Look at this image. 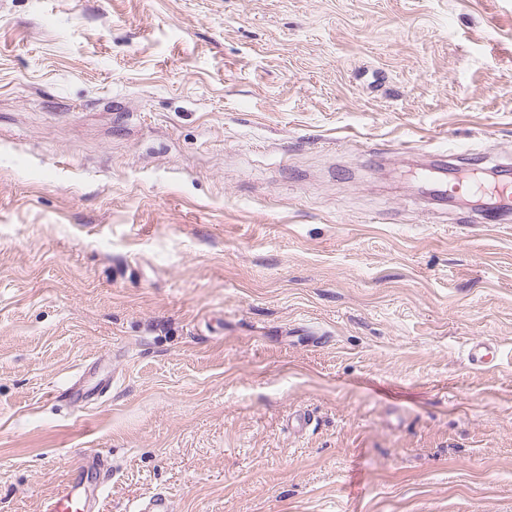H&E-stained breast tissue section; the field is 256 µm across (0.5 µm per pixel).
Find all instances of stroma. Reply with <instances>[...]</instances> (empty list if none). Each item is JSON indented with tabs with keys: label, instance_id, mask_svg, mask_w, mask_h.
Masks as SVG:
<instances>
[{
	"label": "stroma",
	"instance_id": "stroma-1",
	"mask_svg": "<svg viewBox=\"0 0 512 512\" xmlns=\"http://www.w3.org/2000/svg\"><path fill=\"white\" fill-rule=\"evenodd\" d=\"M436 150L512 161V0H0V512L82 453L99 512H512V221ZM458 172L459 170L450 172L448 181L446 180L440 183L438 187L440 193L444 195L448 194V197H451L480 190V184L474 177L460 178L457 176Z\"/></svg>",
	"mask_w": 512,
	"mask_h": 512
}]
</instances>
